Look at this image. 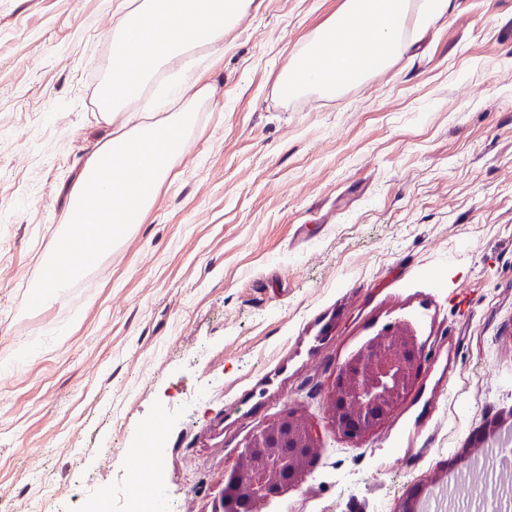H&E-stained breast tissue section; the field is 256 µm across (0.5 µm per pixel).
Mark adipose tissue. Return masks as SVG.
I'll list each match as a JSON object with an SVG mask.
<instances>
[{"label":"adipose tissue","mask_w":512,"mask_h":512,"mask_svg":"<svg viewBox=\"0 0 512 512\" xmlns=\"http://www.w3.org/2000/svg\"><path fill=\"white\" fill-rule=\"evenodd\" d=\"M251 0H123L112 31V68L96 105L112 121L160 69L196 49L224 57V37ZM409 0H346L343 9L294 55L278 80L284 97L332 95L388 68L400 55ZM210 96L203 75L183 74L180 104L165 120L112 131L87 159L69 194L70 229L41 264L38 307L73 281L91 259L122 240L156 203L182 156L199 103Z\"/></svg>","instance_id":"1"}]
</instances>
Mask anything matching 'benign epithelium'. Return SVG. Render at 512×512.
Masks as SVG:
<instances>
[{
  "mask_svg": "<svg viewBox=\"0 0 512 512\" xmlns=\"http://www.w3.org/2000/svg\"><path fill=\"white\" fill-rule=\"evenodd\" d=\"M427 360L407 329L370 341L336 366L324 422L285 411L250 437L227 478L217 512H258L270 496L298 483L304 457L321 448L323 430L355 442L379 427L410 394Z\"/></svg>",
  "mask_w": 512,
  "mask_h": 512,
  "instance_id": "7a95c632",
  "label": "benign epithelium"
}]
</instances>
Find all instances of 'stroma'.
<instances>
[{"mask_svg":"<svg viewBox=\"0 0 512 512\" xmlns=\"http://www.w3.org/2000/svg\"><path fill=\"white\" fill-rule=\"evenodd\" d=\"M119 3L0 0V512H126L140 473L214 512L250 435L322 419L389 326L433 352L413 394L359 443L325 433L260 512H397L433 479L471 502L450 472L490 471L470 441L512 425V0L411 10L389 68L288 99L344 0H255L154 207L31 310L108 130Z\"/></svg>","mask_w":512,"mask_h":512,"instance_id":"stroma-1","label":"stroma"}]
</instances>
